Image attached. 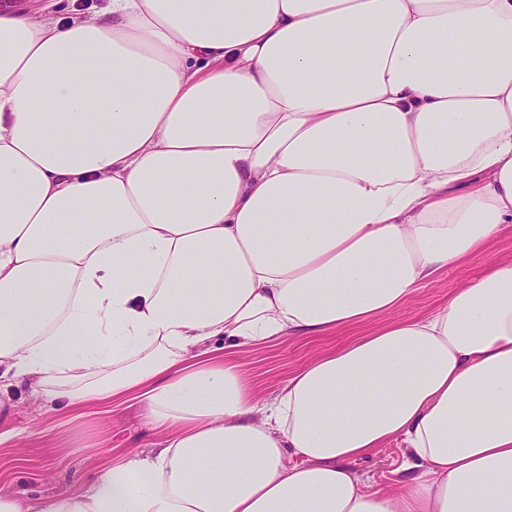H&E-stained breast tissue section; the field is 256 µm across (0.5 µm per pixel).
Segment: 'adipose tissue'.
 <instances>
[{
	"label": "adipose tissue",
	"instance_id": "ef3b65f1",
	"mask_svg": "<svg viewBox=\"0 0 512 512\" xmlns=\"http://www.w3.org/2000/svg\"><path fill=\"white\" fill-rule=\"evenodd\" d=\"M509 225L512 0L0 11V381L161 435L0 512H512V259L392 316ZM353 325L268 403L209 345ZM404 450L400 443H392L357 460L353 468L358 474L371 476L375 485L386 487L400 477L399 471L406 458Z\"/></svg>",
	"mask_w": 512,
	"mask_h": 512
}]
</instances>
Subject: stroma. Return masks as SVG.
Returning <instances> with one entry per match:
<instances>
[{"label": "stroma", "instance_id": "35a3bbf8", "mask_svg": "<svg viewBox=\"0 0 512 512\" xmlns=\"http://www.w3.org/2000/svg\"><path fill=\"white\" fill-rule=\"evenodd\" d=\"M45 5L56 17L69 14L74 7L93 15L104 12L108 0H0L1 10L35 12ZM482 266V261L473 260L443 272L396 311V318L421 316L439 307L456 288L477 277ZM360 332L356 326L329 336H287L271 344L234 350L232 356L260 400L269 402L288 374ZM10 428L24 430L25 438L18 444L0 445V488L34 499L76 490L79 482L92 480L113 455L144 451L154 438L135 403L113 406L108 413L89 408L74 418L41 409L24 382L0 388V430ZM404 462L401 444L393 443L357 460L354 468L385 487L398 478Z\"/></svg>", "mask_w": 512, "mask_h": 512}]
</instances>
